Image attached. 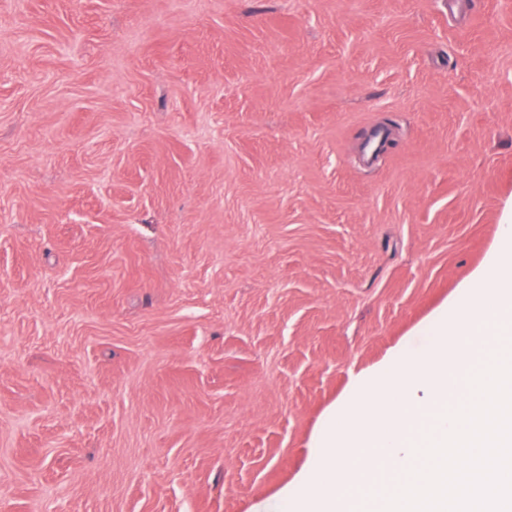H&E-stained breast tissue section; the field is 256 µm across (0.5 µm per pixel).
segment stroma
Instances as JSON below:
<instances>
[{"instance_id":"1","label":"stroma","mask_w":512,"mask_h":512,"mask_svg":"<svg viewBox=\"0 0 512 512\" xmlns=\"http://www.w3.org/2000/svg\"><path fill=\"white\" fill-rule=\"evenodd\" d=\"M509 217L512 0H0V512H282Z\"/></svg>"}]
</instances>
